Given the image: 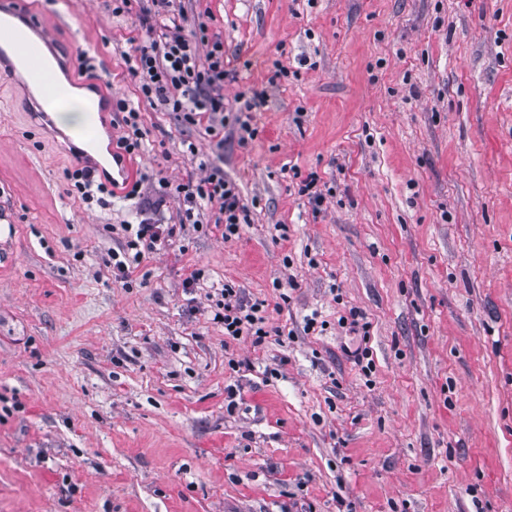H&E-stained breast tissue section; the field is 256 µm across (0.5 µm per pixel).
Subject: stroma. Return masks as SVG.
Returning <instances> with one entry per match:
<instances>
[{"instance_id": "obj_1", "label": "stroma", "mask_w": 512, "mask_h": 512, "mask_svg": "<svg viewBox=\"0 0 512 512\" xmlns=\"http://www.w3.org/2000/svg\"><path fill=\"white\" fill-rule=\"evenodd\" d=\"M25 2L139 108L131 175L219 165L251 222L113 281L136 202L72 195L66 133L0 75V512H512V0H180L237 70L225 102L265 94L220 149L141 98L136 15ZM227 282L284 335L225 340Z\"/></svg>"}]
</instances>
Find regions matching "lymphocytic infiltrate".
<instances>
[{
	"mask_svg": "<svg viewBox=\"0 0 512 512\" xmlns=\"http://www.w3.org/2000/svg\"><path fill=\"white\" fill-rule=\"evenodd\" d=\"M128 73L138 80L147 100L157 101L174 112L183 124L203 126L216 145H223L224 130L229 125L250 138L256 133L242 113L260 106L263 97L254 94L241 111L225 109L224 79L229 72L224 66V44L210 35L206 19H197L189 30L175 21L164 25L158 39L135 48L128 59ZM113 110L114 124L120 130L118 148L131 156L140 155L145 132L139 112L121 100ZM168 194L181 204L180 223L161 224L145 217L138 223L122 225L125 244L121 256L112 259L114 280L129 282L150 254L169 245L186 226L202 225V205L217 206L214 227L222 239L238 237L242 225L248 221L237 184L218 166H203L197 179L170 186ZM214 319L223 323L226 336L235 339L248 336L257 345L266 336L282 333L281 328L270 325L264 302L244 301L239 290L228 283L216 294Z\"/></svg>",
	"mask_w": 512,
	"mask_h": 512,
	"instance_id": "lymphocytic-infiltrate-1",
	"label": "lymphocytic infiltrate"
}]
</instances>
